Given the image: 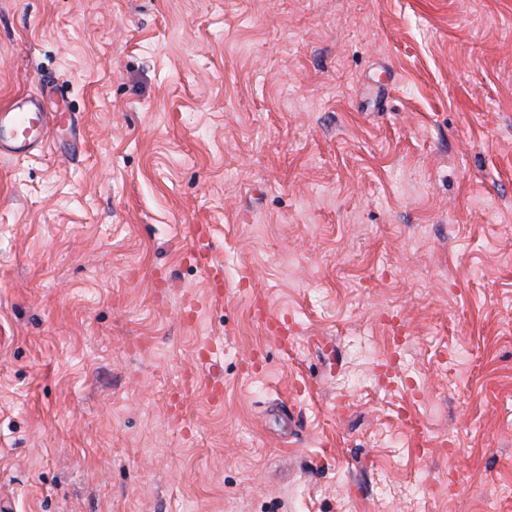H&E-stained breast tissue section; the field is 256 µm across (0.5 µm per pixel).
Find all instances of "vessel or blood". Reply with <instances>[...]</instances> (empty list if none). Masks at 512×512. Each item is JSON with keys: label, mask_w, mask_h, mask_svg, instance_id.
Instances as JSON below:
<instances>
[{"label": "vessel or blood", "mask_w": 512, "mask_h": 512, "mask_svg": "<svg viewBox=\"0 0 512 512\" xmlns=\"http://www.w3.org/2000/svg\"><path fill=\"white\" fill-rule=\"evenodd\" d=\"M65 112L47 111L42 99L26 94L0 107V155L24 156L62 130L74 131Z\"/></svg>", "instance_id": "vessel-or-blood-1"}]
</instances>
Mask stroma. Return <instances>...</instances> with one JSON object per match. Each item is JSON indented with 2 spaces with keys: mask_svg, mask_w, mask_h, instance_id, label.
I'll return each mask as SVG.
<instances>
[{
  "mask_svg": "<svg viewBox=\"0 0 512 512\" xmlns=\"http://www.w3.org/2000/svg\"><path fill=\"white\" fill-rule=\"evenodd\" d=\"M50 85L0 512H512V0H0V106Z\"/></svg>",
  "mask_w": 512,
  "mask_h": 512,
  "instance_id": "1",
  "label": "stroma"
}]
</instances>
